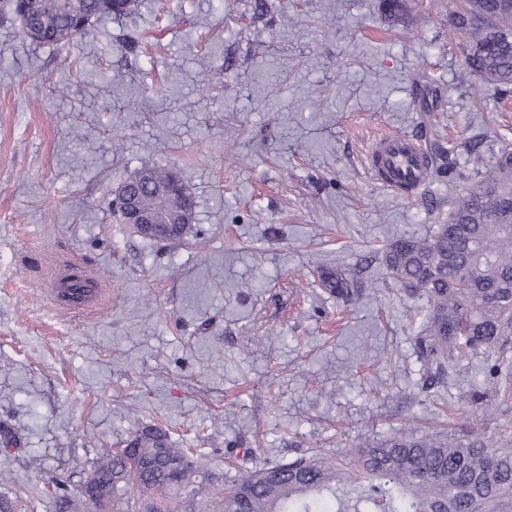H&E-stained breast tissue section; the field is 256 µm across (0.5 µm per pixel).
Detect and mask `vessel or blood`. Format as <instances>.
<instances>
[{"label": "vessel or blood", "mask_w": 512, "mask_h": 512, "mask_svg": "<svg viewBox=\"0 0 512 512\" xmlns=\"http://www.w3.org/2000/svg\"><path fill=\"white\" fill-rule=\"evenodd\" d=\"M367 160L373 181L397 196L413 197L427 183L428 151L416 137L404 133H381L371 143ZM73 269L72 263L62 262L50 284L49 293L62 308L92 310L98 303L97 294L65 288V279Z\"/></svg>", "instance_id": "b4317fda"}]
</instances>
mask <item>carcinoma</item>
Returning <instances> with one entry per match:
<instances>
[{
    "mask_svg": "<svg viewBox=\"0 0 512 512\" xmlns=\"http://www.w3.org/2000/svg\"><path fill=\"white\" fill-rule=\"evenodd\" d=\"M24 17L23 37L62 46L114 16H128L137 0H11ZM448 33L462 35L464 66L479 80V94L512 91V0H457ZM171 170L144 168L142 193L158 220L169 214V241L182 238L194 218L192 200L154 194L173 179ZM387 279L407 296L427 295L430 307L414 337L418 357L432 376L483 354L494 359L491 379H512L507 344L512 340V148L460 195L448 223L424 238L398 237L382 258ZM321 282L336 298L356 294L342 271H323ZM143 462L131 469L122 454L97 450L86 484L89 498L109 502L125 495L144 512H170L168 502L196 494L206 462L176 448L165 431L149 427L130 440ZM55 482L57 512H82V502ZM205 512H512V440L473 431L439 434L398 431L361 448L345 461L320 456L276 464L211 492Z\"/></svg>",
    "mask_w": 512,
    "mask_h": 512,
    "instance_id": "carcinoma-1",
    "label": "carcinoma"
}]
</instances>
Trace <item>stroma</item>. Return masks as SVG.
I'll return each mask as SVG.
<instances>
[{
	"label": "stroma",
	"instance_id": "35a3bbf8",
	"mask_svg": "<svg viewBox=\"0 0 512 512\" xmlns=\"http://www.w3.org/2000/svg\"><path fill=\"white\" fill-rule=\"evenodd\" d=\"M138 3L49 46L0 0V427L16 438L0 497L56 512L55 480L81 497L98 444L148 426L219 485L409 426L512 433L482 359L425 386L428 297L382 264L392 238L447 223L462 183L406 200L366 166L381 131L431 135L465 171L512 145V92L477 98L455 0H404L396 20L384 0ZM144 166L194 200L180 240L138 236L111 207ZM60 258L100 279L96 313L51 301ZM322 268L353 280L350 303Z\"/></svg>",
	"mask_w": 512,
	"mask_h": 512
}]
</instances>
